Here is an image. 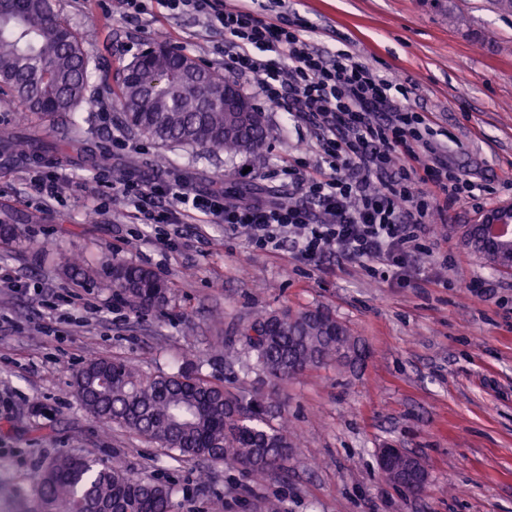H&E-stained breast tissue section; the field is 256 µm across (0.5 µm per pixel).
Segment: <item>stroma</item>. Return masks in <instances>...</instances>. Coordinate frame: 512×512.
Masks as SVG:
<instances>
[{
	"label": "stroma",
	"instance_id": "1",
	"mask_svg": "<svg viewBox=\"0 0 512 512\" xmlns=\"http://www.w3.org/2000/svg\"><path fill=\"white\" fill-rule=\"evenodd\" d=\"M309 22L315 46L350 50L379 73L411 79V105L429 113L451 166L490 194L442 208L428 227V254L399 287L365 266L326 255L319 265L290 250L269 252L243 229L222 224L133 223L123 198L101 201L94 171L62 153L31 165L0 166V222L22 220L32 245L0 244V265L17 285L0 288V512H22L34 480L69 452L175 486L174 512H259L278 498L286 512H512V272L488 265L464 245L481 214L512 202V13L496 0H288ZM59 12L105 71L91 78L97 113L90 138L111 154L107 174L177 181L190 191L249 189L268 201L291 194L286 169L322 170L320 133L273 109L262 158H197L165 152L116 126L111 79L158 36L213 69H223L224 35L201 17L155 13L122 17L119 0H57ZM466 26H456L451 14ZM125 141L122 149L113 140ZM65 176L58 200L42 203L34 175ZM80 254L94 276L75 284L51 253ZM116 260L168 282L167 305L141 315L106 288ZM324 307L345 323L366 356L279 382L255 365L242 329L261 311ZM109 358L148 373L185 362L231 393L264 396L288 420L294 441L288 475L256 482L235 465L174 461L154 442L104 427L85 410L73 375ZM380 448H402L425 464L417 496L381 475Z\"/></svg>",
	"mask_w": 512,
	"mask_h": 512
}]
</instances>
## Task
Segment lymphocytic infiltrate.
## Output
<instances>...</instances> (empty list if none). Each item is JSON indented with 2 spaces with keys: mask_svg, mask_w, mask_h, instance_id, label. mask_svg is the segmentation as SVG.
Here are the masks:
<instances>
[{
  "mask_svg": "<svg viewBox=\"0 0 512 512\" xmlns=\"http://www.w3.org/2000/svg\"><path fill=\"white\" fill-rule=\"evenodd\" d=\"M120 2L127 18H142L157 5L172 16H203L219 28L226 67L251 76L268 108L317 127L329 168L296 176L300 199L291 205L232 203L178 183L128 177L115 193L140 223L181 224L195 216L236 225L263 249L286 246L306 263L333 251L401 284L412 258L426 249L434 208L474 198L477 183L449 167L431 140L429 118L402 105L410 87L349 51L319 50L306 22L283 11L258 12L243 0Z\"/></svg>",
  "mask_w": 512,
  "mask_h": 512,
  "instance_id": "1",
  "label": "lymphocytic infiltrate"
}]
</instances>
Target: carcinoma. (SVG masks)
Returning a JSON list of instances; mask_svg holds the SVG:
<instances>
[{
    "label": "carcinoma",
    "mask_w": 512,
    "mask_h": 512,
    "mask_svg": "<svg viewBox=\"0 0 512 512\" xmlns=\"http://www.w3.org/2000/svg\"><path fill=\"white\" fill-rule=\"evenodd\" d=\"M155 60L135 59L122 70L114 95L124 126L162 148L188 147L202 155H265L270 132L263 113L250 125L211 98L232 72L220 74L198 65L184 66L191 54L162 38L152 44ZM90 58L79 35L55 8L54 0H0V95L23 106L17 126L66 122L91 98ZM0 147L19 164L40 161L60 151L94 166L110 156L96 151L71 127L56 141L37 134L11 137L0 130ZM0 243L27 245L15 224L0 225ZM71 277L86 278L82 261L59 257ZM114 294L136 312L167 304L169 288L147 268L125 262L108 273ZM277 323L274 334L256 341L253 331ZM248 349L262 372L273 380L293 378L331 361L349 362L359 345L345 324L328 309H283L259 314L246 330ZM74 387L86 411L101 424L144 436L187 460L230 462L254 478L288 473L293 443L276 427L269 410L255 400L243 401L224 385L193 367L171 373H146L104 358L93 359L75 374ZM175 488L168 482L133 474L122 464L61 454L49 461L34 483L30 512H172Z\"/></svg>",
    "instance_id": "carcinoma-1"
}]
</instances>
